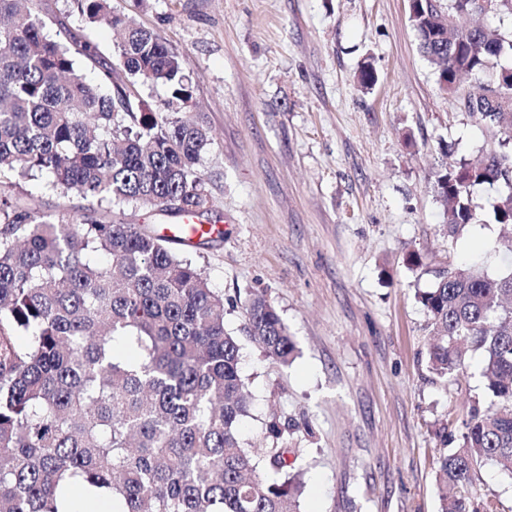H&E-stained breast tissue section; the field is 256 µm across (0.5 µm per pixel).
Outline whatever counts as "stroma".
<instances>
[{
	"label": "stroma",
	"mask_w": 512,
	"mask_h": 512,
	"mask_svg": "<svg viewBox=\"0 0 512 512\" xmlns=\"http://www.w3.org/2000/svg\"><path fill=\"white\" fill-rule=\"evenodd\" d=\"M48 24L115 60L111 29L69 0H39ZM115 14L160 35L188 66L191 116L213 135L199 166L224 236L193 250L225 323L243 345L252 409L245 446L288 421L303 456L302 512H440L442 431L487 404L483 357L445 379L428 367L431 328L415 299L426 266L477 260L512 272L503 229L449 235L433 173L498 148L501 134L469 112L419 50L408 0H112ZM371 63L375 80L358 74ZM422 265L409 268L407 254ZM256 294L295 342L289 365L246 333ZM473 489L512 512V477L488 462Z\"/></svg>",
	"instance_id": "35a3bbf8"
}]
</instances>
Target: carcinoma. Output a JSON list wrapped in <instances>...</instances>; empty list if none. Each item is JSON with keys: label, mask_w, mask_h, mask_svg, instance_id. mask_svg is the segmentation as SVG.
Here are the masks:
<instances>
[{"label": "carcinoma", "mask_w": 512, "mask_h": 512, "mask_svg": "<svg viewBox=\"0 0 512 512\" xmlns=\"http://www.w3.org/2000/svg\"><path fill=\"white\" fill-rule=\"evenodd\" d=\"M112 0H71L92 24L119 37L127 79L105 93L79 74L97 59L90 42L47 22L34 0H0V186L39 176L63 197L87 201L78 214L33 200L0 201V512H92L80 493L95 489L116 512H302L299 456L288 459V423L267 425L257 459L239 428L252 396L242 345L225 325L224 294L183 255L214 241L185 243L141 224L112 220L115 206L169 217L211 210L198 172L208 129L186 108L193 92L182 56ZM412 17L424 57L442 89L480 81V119L512 136V35L479 27L480 0H420ZM163 84L160 107L140 103L144 83ZM443 223L456 233L479 222L476 185L507 190L490 220L512 228V151H491L434 172ZM416 292L436 340L429 369L440 378L484 357L491 397L462 422L461 444L436 461L441 512H496L489 500L448 497L475 466L512 475V272L490 278L473 264L427 267ZM246 332L286 365L295 344L276 307L253 297Z\"/></svg>", "instance_id": "obj_1"}]
</instances>
